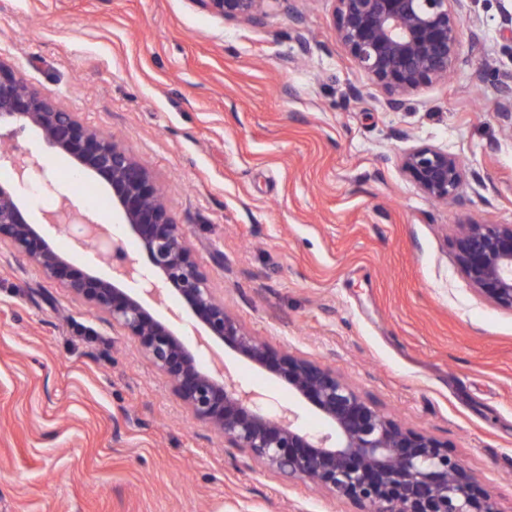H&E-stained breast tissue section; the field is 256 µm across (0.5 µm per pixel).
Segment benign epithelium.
Masks as SVG:
<instances>
[{
    "label": "benign epithelium",
    "instance_id": "benign-epithelium-1",
    "mask_svg": "<svg viewBox=\"0 0 512 512\" xmlns=\"http://www.w3.org/2000/svg\"><path fill=\"white\" fill-rule=\"evenodd\" d=\"M207 13L231 21L259 23L281 0H193ZM336 39L358 67L399 108L420 86L446 81L454 72L464 21L463 0H333ZM35 129L46 150L68 158L71 169L103 182L112 209L147 255L141 271L105 225L68 205L41 157L0 148V161L17 172L15 183H0V242L94 309L139 343L144 357L168 378L192 416L224 439V449L241 453L284 478L308 480L362 512H497L479 494L473 478L448 455V443L410 428L379 410L331 368L305 356L278 353L252 335L224 306L206 274L192 259L152 172L114 139L84 125L22 72L0 61V125ZM401 167L428 199L455 197L467 170L460 160L430 145L401 154ZM34 182L60 197L43 225L68 236L75 251L112 266L109 278L70 276L58 252L31 222L32 203L22 190ZM457 264L474 289L495 306L512 310V224L468 223L458 227ZM172 288L203 324L206 334L189 347L166 320L155 318L145 298L159 300L158 283ZM220 341L254 366L288 382L291 393L308 400L330 428L307 429L296 412L272 417L263 395L226 376L221 360L203 361Z\"/></svg>",
    "mask_w": 512,
    "mask_h": 512
}]
</instances>
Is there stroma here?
<instances>
[{
    "label": "stroma",
    "instance_id": "stroma-1",
    "mask_svg": "<svg viewBox=\"0 0 512 512\" xmlns=\"http://www.w3.org/2000/svg\"><path fill=\"white\" fill-rule=\"evenodd\" d=\"M452 78L389 109L337 40L333 0L263 24L193 0H0V61L153 173L225 306L274 349L328 365L447 442L512 512V311L456 264L457 225L512 224V0H466ZM458 156L445 204L403 150ZM227 374L324 422L223 349ZM0 512H359L284 480L196 420L137 341L0 246Z\"/></svg>",
    "mask_w": 512,
    "mask_h": 512
}]
</instances>
